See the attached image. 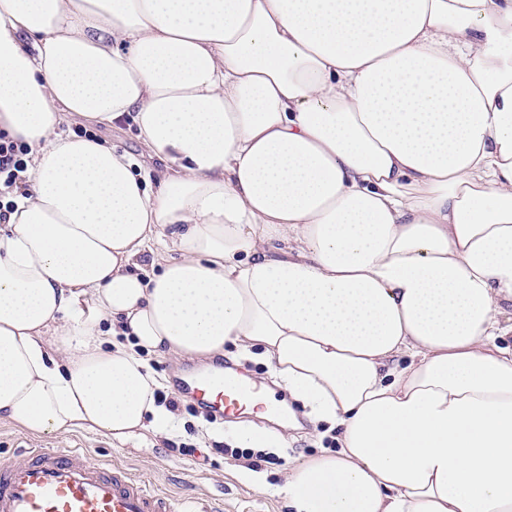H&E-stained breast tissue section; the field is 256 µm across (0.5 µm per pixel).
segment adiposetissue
Wrapping results in <instances>:
<instances>
[{"label": "adipose tissue", "mask_w": 512, "mask_h": 512, "mask_svg": "<svg viewBox=\"0 0 512 512\" xmlns=\"http://www.w3.org/2000/svg\"><path fill=\"white\" fill-rule=\"evenodd\" d=\"M1 135L0 419L166 439L232 348L337 430L292 512H512V0H0ZM78 127H82L98 138L108 141L112 146H116L120 152L127 153L133 163L139 166L147 164L159 167L161 165L157 159L150 160L144 155V149L136 137L135 126L131 121L114 126H88L81 120H73L64 124L61 128V132L63 134H69L70 132H74ZM87 131L83 132V130H78L76 132L78 135L86 136ZM0 137V197L26 189L25 176L28 168V149L25 145Z\"/></svg>", "instance_id": "obj_1"}]
</instances>
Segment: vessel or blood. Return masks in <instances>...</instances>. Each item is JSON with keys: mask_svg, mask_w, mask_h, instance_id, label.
Segmentation results:
<instances>
[{"mask_svg": "<svg viewBox=\"0 0 512 512\" xmlns=\"http://www.w3.org/2000/svg\"><path fill=\"white\" fill-rule=\"evenodd\" d=\"M180 388L202 407L235 410L258 392L255 381L224 373L192 375ZM0 512H213L209 504L180 503L151 488L123 465L90 460L78 448L28 449L0 460Z\"/></svg>", "mask_w": 512, "mask_h": 512, "instance_id": "vessel-or-blood-1", "label": "vessel or blood"}]
</instances>
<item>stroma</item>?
I'll return each instance as SVG.
<instances>
[{"mask_svg":"<svg viewBox=\"0 0 512 512\" xmlns=\"http://www.w3.org/2000/svg\"><path fill=\"white\" fill-rule=\"evenodd\" d=\"M149 364L163 385L162 394L177 400L175 432L171 438L155 442L152 436L123 446L113 445L111 438L81 429L37 436L6 420H0V457L20 458L23 449L81 448L92 459L112 458L145 475L159 490L179 498H202L220 504L221 512H289L285 501L273 495L281 484L288 465L319 455L323 441L331 436V428L314 426L303 403L289 398L299 421L298 428L288 430V445L274 449L275 463L262 464L251 470L244 459L215 455L218 445H239L238 432L246 419L229 423L206 421L194 415L192 402L178 391L175 378L181 371L201 372L199 360L150 357ZM189 444L193 453L178 454V447Z\"/></svg>","mask_w":512,"mask_h":512,"instance_id":"35a3bbf8","label":"stroma"}]
</instances>
